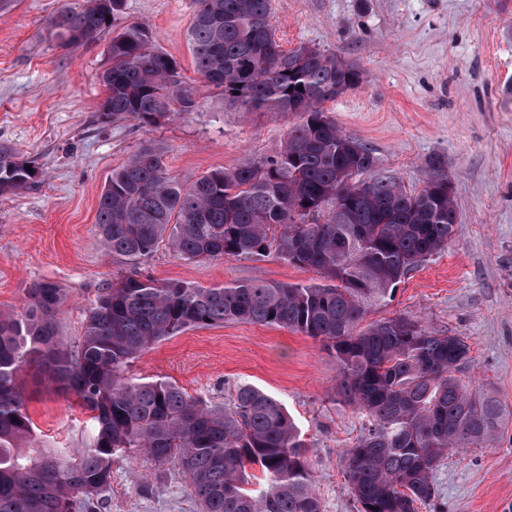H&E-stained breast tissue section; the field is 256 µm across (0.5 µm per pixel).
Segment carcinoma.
Here are the masks:
<instances>
[{
	"label": "carcinoma",
	"instance_id": "1",
	"mask_svg": "<svg viewBox=\"0 0 512 512\" xmlns=\"http://www.w3.org/2000/svg\"><path fill=\"white\" fill-rule=\"evenodd\" d=\"M188 30L196 73L244 112H298L302 120L275 156L214 169L188 183L169 174L162 149L141 145L112 170L99 196L96 228L105 254L130 269L89 309L77 340L58 336L62 289H27L19 313H0V512H94L117 456L178 461L199 512H322L305 465L307 442L286 408L240 384L228 406L209 405L163 380L132 382V360L190 327L243 322L301 333L336 358L338 394L369 420L345 457V479L363 512H418L436 491L448 452L483 448L502 427L500 400L463 387L468 344L419 321L386 318L359 328L372 305L391 300L407 273L445 248L456 231L448 162L425 163L419 191L373 178L368 191L345 172L373 169L359 139L329 118L324 103L361 81L338 55L299 45L285 51L271 31L270 0H194ZM124 0L63 6L50 27L100 35ZM100 74L102 115L155 124L192 112L195 89L156 35L131 24L112 37ZM303 90H298V87ZM0 144V194L26 188L36 172ZM200 262L274 253L310 268L318 283L263 279L211 287L142 277L160 245ZM75 394L93 422L90 446H31L23 397L26 368ZM259 469L261 488L250 487Z\"/></svg>",
	"mask_w": 512,
	"mask_h": 512
}]
</instances>
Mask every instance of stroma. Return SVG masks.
Returning <instances> with one entry per match:
<instances>
[{
	"instance_id": "stroma-1",
	"label": "stroma",
	"mask_w": 512,
	"mask_h": 512,
	"mask_svg": "<svg viewBox=\"0 0 512 512\" xmlns=\"http://www.w3.org/2000/svg\"><path fill=\"white\" fill-rule=\"evenodd\" d=\"M83 0H11L0 8V143L15 147L37 176L0 195V311L21 309L27 289L51 282L66 301L57 315L65 343L82 332L101 288L127 272L96 233L100 191L140 145L159 144L168 172L193 181L219 168L275 156L301 116L244 112L195 72L187 41L193 0H125L117 27L149 25L161 51L198 87L194 111L152 125L103 117L99 75L111 33L68 44L48 20ZM283 49L305 43L362 73L358 86L326 102L345 134L370 148L371 177L422 188L426 160H448L458 224L448 246L411 271L392 301L369 307L365 323L406 316L462 337L471 365L463 383L496 396L505 416L488 448L450 452L438 492L420 512H512V0H272ZM142 275L204 287L265 279L319 282L312 269L270 254L193 263L161 247ZM131 379L171 382L209 404L240 384L281 401L308 443L307 464L324 512H360L343 475L344 454L366 419L336 393V360L321 342L274 326L228 322L189 328L134 360ZM34 442L79 453L89 414L75 397L26 375ZM148 478L133 485V471ZM97 512H198L175 463L118 457Z\"/></svg>"
}]
</instances>
